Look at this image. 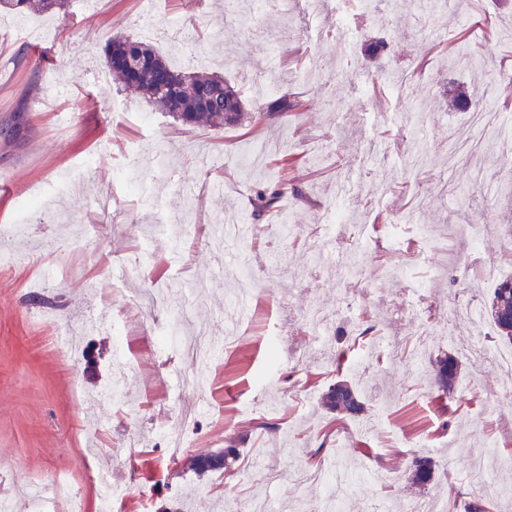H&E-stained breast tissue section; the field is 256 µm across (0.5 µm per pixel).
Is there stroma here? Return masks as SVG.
Instances as JSON below:
<instances>
[{
	"label": "stroma",
	"mask_w": 512,
	"mask_h": 512,
	"mask_svg": "<svg viewBox=\"0 0 512 512\" xmlns=\"http://www.w3.org/2000/svg\"><path fill=\"white\" fill-rule=\"evenodd\" d=\"M222 2L100 0L88 26L86 0H71L67 13L29 16L35 41L0 14V226L14 224L31 192L44 199L0 263V501L29 512L24 487L61 477L71 495L56 512H99L95 476L108 467L124 490L115 512H225L228 503L244 512L257 500L270 512H330L325 493L292 478L317 454L344 484L342 512H401L413 499L481 493L470 450L490 443L484 465L500 494L489 507L512 512V436L501 430L512 401L493 399L499 373L479 364L472 340L501 342L489 317L452 316L454 305L487 303L496 283L481 277L484 263L512 274V165L452 101L459 89L512 119V100L496 93L512 83V6L398 0L352 14L346 38L327 5L312 13L295 0L253 16L241 4L225 13ZM148 28L175 67L234 84L253 124L183 126L118 90L105 44ZM463 31L479 65L438 52ZM380 39L384 51L371 55ZM345 56L356 80L336 64ZM275 96L307 107L269 119ZM39 99L55 111H34ZM20 114L27 123L15 136ZM270 138L307 165L283 171L264 147ZM276 182L293 188L282 201L293 231L257 233L254 192ZM340 200L369 225L368 245L315 236ZM381 211L432 229L429 261L407 266L421 239L404 232L394 251ZM228 216L249 233L224 241L216 228ZM471 224L484 235L478 254L463 242ZM151 232L154 245L141 248ZM65 262L77 271L67 280L55 274ZM413 281L432 328L423 342L402 310ZM313 310L331 315L344 357L316 346ZM99 317L104 325L88 330ZM366 317L375 331L362 339ZM281 330L297 356L273 373L266 342ZM201 336L215 346L205 369L188 356ZM444 353L461 373L440 400L429 359ZM337 380L362 391L365 412L321 407ZM183 407L193 412L190 453L238 438L233 472L176 464L163 431ZM421 456L441 473L425 490L404 476Z\"/></svg>",
	"instance_id": "35a3bbf8"
}]
</instances>
